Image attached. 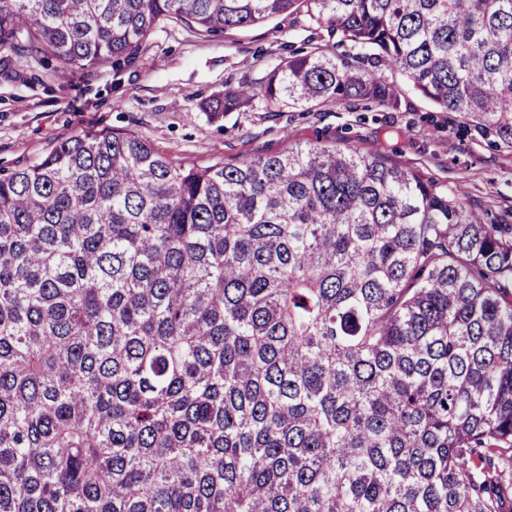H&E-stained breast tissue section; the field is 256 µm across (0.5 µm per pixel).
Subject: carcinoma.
I'll use <instances>...</instances> for the list:
<instances>
[{
    "label": "carcinoma",
    "instance_id": "obj_1",
    "mask_svg": "<svg viewBox=\"0 0 512 512\" xmlns=\"http://www.w3.org/2000/svg\"><path fill=\"white\" fill-rule=\"evenodd\" d=\"M320 49L213 114L390 103L512 148V0H0V54L129 63L155 24L300 9ZM512 240L451 189L295 141L208 167L130 130L0 177V512H512Z\"/></svg>",
    "mask_w": 512,
    "mask_h": 512
}]
</instances>
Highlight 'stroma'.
<instances>
[{"mask_svg":"<svg viewBox=\"0 0 512 512\" xmlns=\"http://www.w3.org/2000/svg\"><path fill=\"white\" fill-rule=\"evenodd\" d=\"M316 47L354 53L298 12L211 36L167 20L118 70L106 64L63 77L54 64L0 55V170L37 163L56 143L101 129L134 131L175 162L199 167L317 137L417 169L441 189L458 190L485 219L512 226V149L434 107L397 72L384 73L395 90L386 106L345 101L273 110L257 100L216 118L207 112L210 99L260 88L282 59Z\"/></svg>","mask_w":512,"mask_h":512,"instance_id":"stroma-1","label":"stroma"}]
</instances>
